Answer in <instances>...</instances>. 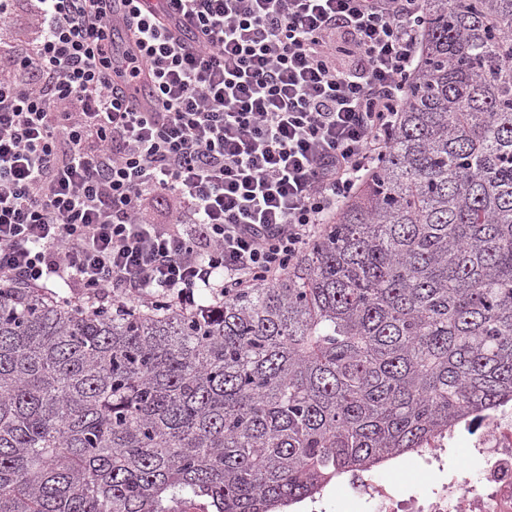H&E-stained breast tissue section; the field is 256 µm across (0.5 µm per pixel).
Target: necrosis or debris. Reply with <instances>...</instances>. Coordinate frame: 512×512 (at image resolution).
Instances as JSON below:
<instances>
[{
	"instance_id": "1",
	"label": "necrosis or debris",
	"mask_w": 512,
	"mask_h": 512,
	"mask_svg": "<svg viewBox=\"0 0 512 512\" xmlns=\"http://www.w3.org/2000/svg\"><path fill=\"white\" fill-rule=\"evenodd\" d=\"M466 431L481 464L478 476H470L463 465L449 467L448 450L458 435L452 428L416 454L419 468L443 475L429 490L410 494L362 476L338 481L336 487L350 489L361 512H512V406L502 405Z\"/></svg>"
}]
</instances>
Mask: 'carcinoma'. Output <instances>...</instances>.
Listing matches in <instances>:
<instances>
[{
  "label": "carcinoma",
  "mask_w": 512,
  "mask_h": 512,
  "mask_svg": "<svg viewBox=\"0 0 512 512\" xmlns=\"http://www.w3.org/2000/svg\"><path fill=\"white\" fill-rule=\"evenodd\" d=\"M394 140L276 283L0 288V512H273L512 401V0H425Z\"/></svg>",
  "instance_id": "carcinoma-1"
}]
</instances>
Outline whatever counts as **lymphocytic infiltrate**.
I'll return each instance as SVG.
<instances>
[{
	"label": "lymphocytic infiltrate",
	"instance_id": "f902f5d3",
	"mask_svg": "<svg viewBox=\"0 0 512 512\" xmlns=\"http://www.w3.org/2000/svg\"><path fill=\"white\" fill-rule=\"evenodd\" d=\"M0 0V288L192 308L273 284L388 147L424 0ZM148 73L154 111L129 84Z\"/></svg>",
	"mask_w": 512,
	"mask_h": 512
}]
</instances>
